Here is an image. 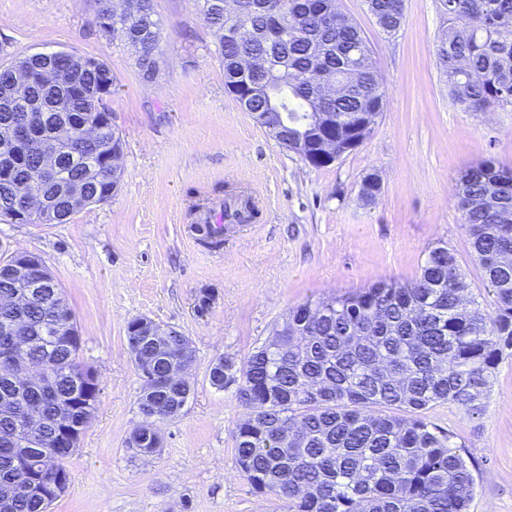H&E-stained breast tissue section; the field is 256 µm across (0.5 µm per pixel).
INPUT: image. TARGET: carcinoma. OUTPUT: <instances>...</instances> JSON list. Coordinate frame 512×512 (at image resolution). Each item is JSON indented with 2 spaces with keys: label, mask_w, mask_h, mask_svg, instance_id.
<instances>
[{
  "label": "carcinoma",
  "mask_w": 512,
  "mask_h": 512,
  "mask_svg": "<svg viewBox=\"0 0 512 512\" xmlns=\"http://www.w3.org/2000/svg\"><path fill=\"white\" fill-rule=\"evenodd\" d=\"M224 66V87L240 100L241 85L265 87V75L248 71V57L266 58L282 87L251 101L248 112L265 115L275 140L310 165L324 148L358 137L362 122L375 124L384 111L385 90L359 27L343 18L336 0H241L248 31L229 38L231 18L216 3L199 0ZM368 11L388 35L403 23V0H366ZM448 26L437 55L452 81L456 104L471 112H512V0H440ZM105 36H119L137 54L143 79L160 72L156 50L159 21L152 0H137L133 11L112 8ZM31 96L13 101L8 68L0 69V129L8 143L13 113L48 114L51 129L77 132L95 113L99 132L69 154L62 142L56 185L74 178L88 184L86 198L105 203L119 180L101 174L121 143L100 82L112 78L99 59L81 68L65 56L45 64L28 55ZM39 160L30 151L0 177V218L11 221L13 204L33 178ZM454 195L467 229V248L491 294L492 312L480 309L457 255L445 246L428 251L420 274L406 285L384 284L300 304L288 312L272 336L238 369L236 397L246 409L233 431L238 476L258 493L288 502L289 512H468L475 494L474 465L455 436L433 425L427 412L453 403L467 416L482 414L499 360L512 350V168L491 161L470 167L456 180ZM18 292L9 265L0 261V297ZM22 316L30 328L32 359L48 358L62 400L36 398L49 425L29 433L18 416H0V512H49L57 497L43 502L39 489L68 486L65 461L75 453L59 444L58 470L41 468L42 449L63 424L87 428L98 384H87L91 369L79 362L77 326L65 340L52 325L72 316L62 289L46 284L38 304L0 305V324ZM131 320L126 339L139 350L133 363L151 362L155 391L138 408L177 418L193 387H169L171 361L182 356L186 336L168 327L159 340L136 336ZM288 437V450L278 436Z\"/></svg>",
  "instance_id": "cac0c4a2"
}]
</instances>
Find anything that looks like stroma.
I'll list each match as a JSON object with an SVG mask.
<instances>
[{
  "label": "stroma",
  "instance_id": "obj_1",
  "mask_svg": "<svg viewBox=\"0 0 512 512\" xmlns=\"http://www.w3.org/2000/svg\"><path fill=\"white\" fill-rule=\"evenodd\" d=\"M336 5L371 49L385 107L359 147L316 168L226 92L197 0H154L161 71L150 82L121 38L99 32L96 0H0V66L46 50L106 62L114 76L107 105L123 140L121 185L109 202L61 224L0 220V243L41 256L63 289L80 360L99 382L94 418L67 463L70 485L51 512H287L238 476L232 433L246 411L235 385H209L211 363L243 364L298 304L415 281L440 244L490 306L453 191L465 168L512 167V112L453 103L436 56L446 26L438 0H404L394 37L365 0ZM372 173L382 188L368 203L360 187ZM228 190L251 196L258 214L225 228L220 249H205L193 228L223 209ZM139 317L180 330L196 351L193 393L178 418L161 423L163 444L150 457L129 444L143 378L126 327ZM428 419L476 462L469 512H512V354L480 416L444 404Z\"/></svg>",
  "mask_w": 512,
  "mask_h": 512
}]
</instances>
